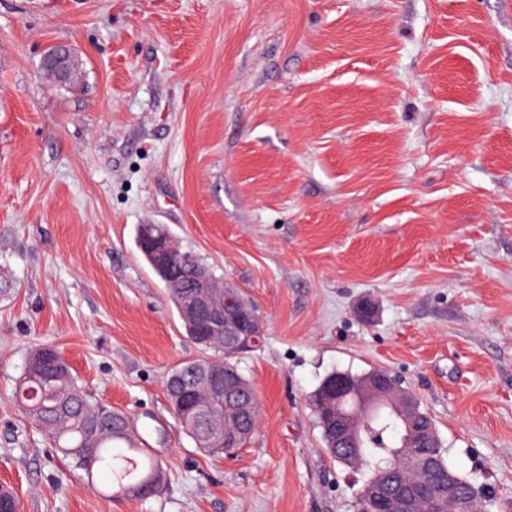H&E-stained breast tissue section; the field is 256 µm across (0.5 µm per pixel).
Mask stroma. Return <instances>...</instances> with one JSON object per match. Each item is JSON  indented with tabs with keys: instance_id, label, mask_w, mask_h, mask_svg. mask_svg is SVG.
<instances>
[{
	"instance_id": "obj_1",
	"label": "stroma",
	"mask_w": 512,
	"mask_h": 512,
	"mask_svg": "<svg viewBox=\"0 0 512 512\" xmlns=\"http://www.w3.org/2000/svg\"><path fill=\"white\" fill-rule=\"evenodd\" d=\"M75 50L83 76L40 62ZM242 289L256 431L211 457L165 390L201 358L136 242ZM0 487L20 512H353L309 401L385 370L512 512V0H0ZM58 348L167 481L116 499L16 404ZM142 230V242L151 247L152 252L161 257L172 271L173 280L177 279L176 259L180 250L175 241L170 237H156L151 234L149 225H144Z\"/></svg>"
}]
</instances>
